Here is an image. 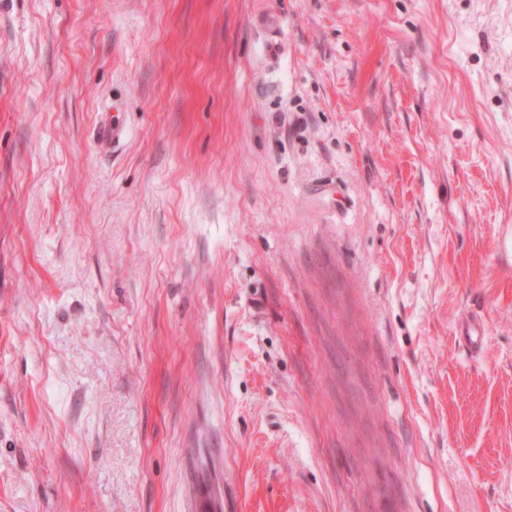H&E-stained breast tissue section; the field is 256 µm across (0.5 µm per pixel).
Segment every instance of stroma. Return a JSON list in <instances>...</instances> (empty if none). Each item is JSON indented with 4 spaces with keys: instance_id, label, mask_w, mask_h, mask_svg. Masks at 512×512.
Instances as JSON below:
<instances>
[{
    "instance_id": "obj_1",
    "label": "stroma",
    "mask_w": 512,
    "mask_h": 512,
    "mask_svg": "<svg viewBox=\"0 0 512 512\" xmlns=\"http://www.w3.org/2000/svg\"><path fill=\"white\" fill-rule=\"evenodd\" d=\"M209 507L512 512V0H0V512Z\"/></svg>"
}]
</instances>
